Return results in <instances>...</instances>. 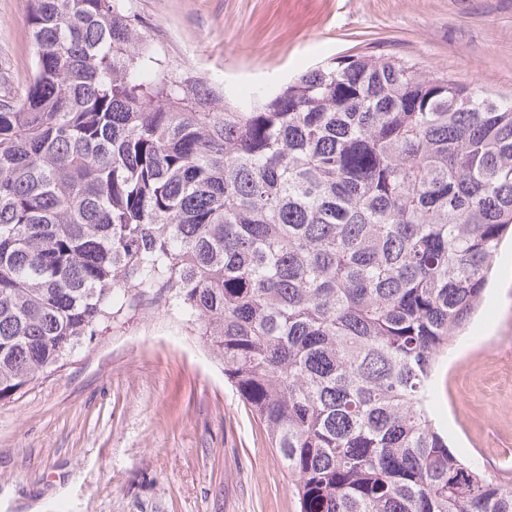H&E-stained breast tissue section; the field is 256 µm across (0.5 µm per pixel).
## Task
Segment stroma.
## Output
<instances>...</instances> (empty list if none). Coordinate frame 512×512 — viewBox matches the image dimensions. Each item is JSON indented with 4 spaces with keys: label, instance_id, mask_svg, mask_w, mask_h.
I'll use <instances>...</instances> for the list:
<instances>
[{
    "label": "stroma",
    "instance_id": "obj_1",
    "mask_svg": "<svg viewBox=\"0 0 512 512\" xmlns=\"http://www.w3.org/2000/svg\"><path fill=\"white\" fill-rule=\"evenodd\" d=\"M147 36L238 98L363 50L512 100V0H131ZM35 53L24 0H0V90ZM448 357L439 414L455 454L512 471V245ZM0 512H298L288 474L223 364L138 303L21 398L0 402Z\"/></svg>",
    "mask_w": 512,
    "mask_h": 512
}]
</instances>
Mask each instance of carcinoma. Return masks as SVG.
<instances>
[{"label": "carcinoma", "mask_w": 512, "mask_h": 512, "mask_svg": "<svg viewBox=\"0 0 512 512\" xmlns=\"http://www.w3.org/2000/svg\"><path fill=\"white\" fill-rule=\"evenodd\" d=\"M129 2L27 0L34 72L0 98V401L160 295L300 512H512L436 412L512 235V101L360 52L235 106Z\"/></svg>", "instance_id": "carcinoma-1"}]
</instances>
